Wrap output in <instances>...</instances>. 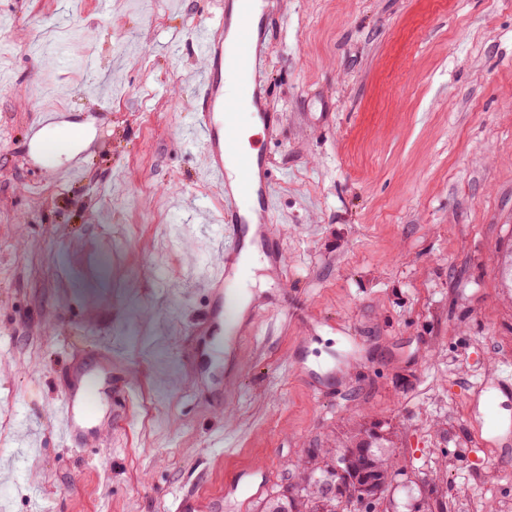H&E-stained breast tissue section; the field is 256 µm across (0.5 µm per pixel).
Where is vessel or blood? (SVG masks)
<instances>
[{
  "label": "vessel or blood",
  "mask_w": 512,
  "mask_h": 512,
  "mask_svg": "<svg viewBox=\"0 0 512 512\" xmlns=\"http://www.w3.org/2000/svg\"><path fill=\"white\" fill-rule=\"evenodd\" d=\"M236 9L222 13L218 22L197 24L193 42L204 68L194 92L199 100L198 119L190 132L205 154V174L224 195V204L211 218L219 234L213 241L221 261L208 269L201 283L209 288L219 313L232 317L235 288L242 272L241 253L251 226H259L262 254L279 264L282 253L267 228L271 221V159L251 154L241 147L238 114L250 111L265 128L278 126L276 113L267 106L269 89L261 84L258 69L266 45L265 0H232ZM232 70L242 85L240 93H224V72ZM45 126L56 128L52 141H31L28 149L53 157L76 147L79 130L63 125L57 112L42 115ZM101 390L96 378L81 380L54 408L55 434L66 445L75 444L83 421L93 419L100 404Z\"/></svg>",
  "instance_id": "obj_1"
}]
</instances>
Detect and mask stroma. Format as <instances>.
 <instances>
[{
	"instance_id": "stroma-1",
	"label": "stroma",
	"mask_w": 512,
	"mask_h": 512,
	"mask_svg": "<svg viewBox=\"0 0 512 512\" xmlns=\"http://www.w3.org/2000/svg\"><path fill=\"white\" fill-rule=\"evenodd\" d=\"M221 2L0 0V512H261L373 422L399 460L382 512H497L512 463L477 436L512 393L482 411L475 387L512 366V0H266L280 124L248 145L284 263L246 265L240 339L208 324L194 209L223 197L182 137ZM46 91L100 137L42 164ZM86 374L74 450L52 411Z\"/></svg>"
}]
</instances>
